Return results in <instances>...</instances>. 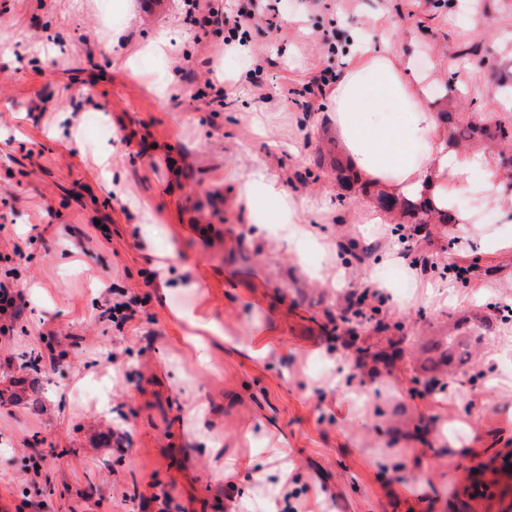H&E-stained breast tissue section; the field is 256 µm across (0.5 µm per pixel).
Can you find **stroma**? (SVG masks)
<instances>
[{"label": "stroma", "instance_id": "35a3bbf8", "mask_svg": "<svg viewBox=\"0 0 512 512\" xmlns=\"http://www.w3.org/2000/svg\"><path fill=\"white\" fill-rule=\"evenodd\" d=\"M276 6L281 32L252 33L267 84L240 90L224 86L223 35L185 29L175 0H112L108 13L103 0H0V276L16 271L25 303L0 336V512H125L127 496L135 512H159L152 496L162 492L170 512H277L266 473L283 450L300 512H478L464 487L493 477L498 459L511 469L492 512H512V351L484 363L512 333V206L475 210L474 182L458 198L473 224L405 226L415 269L384 272L389 286L372 303L388 328L370 323L361 336L393 359L373 362L336 318L396 230L367 223L372 196L338 183L324 104L282 94L324 68L331 33L394 43L433 112L447 111L440 90L451 83L469 117L492 99L486 72L512 68V0ZM168 27L184 29L183 47L141 62L176 84L177 98L163 101L124 62ZM208 81L225 89L221 111L193 97ZM254 159L305 203L318 240L292 247L251 223L237 175ZM352 243L362 258L347 254ZM335 260L341 287L307 271ZM452 262L476 270L462 281L445 272ZM165 278L175 288L161 291ZM438 280L468 301H422ZM116 288L138 300L120 328L102 315ZM198 315L217 331L202 357L185 341ZM30 351L43 356L36 378L20 366ZM338 355L366 402L332 385ZM432 378L440 386L425 393ZM397 431L405 441H393ZM453 440L468 455L445 454ZM383 455L401 467L374 468Z\"/></svg>", "mask_w": 512, "mask_h": 512}]
</instances>
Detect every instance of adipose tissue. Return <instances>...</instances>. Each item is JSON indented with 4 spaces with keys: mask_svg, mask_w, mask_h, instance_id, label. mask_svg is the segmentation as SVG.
Masks as SVG:
<instances>
[{
    "mask_svg": "<svg viewBox=\"0 0 512 512\" xmlns=\"http://www.w3.org/2000/svg\"><path fill=\"white\" fill-rule=\"evenodd\" d=\"M427 89L412 78L392 43L362 48L333 81L327 94L328 117L359 182L398 199H423L438 210L456 213L458 227L470 222L456 202L465 184L495 185L500 175L492 158L478 149L454 148L433 112ZM382 113L402 114L398 125L383 124ZM240 193L253 223H266L264 202L279 203L278 235L286 241L314 236L303 205L293 202L265 164L244 167Z\"/></svg>",
    "mask_w": 512,
    "mask_h": 512,
    "instance_id": "1",
    "label": "adipose tissue"
}]
</instances>
